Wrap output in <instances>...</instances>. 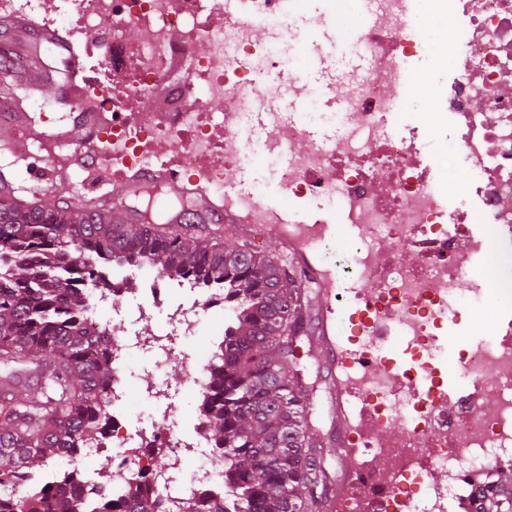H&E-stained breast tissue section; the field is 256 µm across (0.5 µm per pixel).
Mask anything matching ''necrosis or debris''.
<instances>
[{"label":"necrosis or debris","instance_id":"1","mask_svg":"<svg viewBox=\"0 0 512 512\" xmlns=\"http://www.w3.org/2000/svg\"><path fill=\"white\" fill-rule=\"evenodd\" d=\"M234 3V12L225 13L223 23L213 25L204 19L207 6L202 0H109L112 54L101 79L90 89L100 111H134L137 93L155 85L174 53L164 40L167 30L182 29L203 42L189 65L198 85L189 91L176 79L167 86L176 108L165 127H158L145 114L136 132L113 128L117 161H141L153 145L164 141L184 142L199 154L210 151L216 130L201 118L205 102H222L237 125L246 122L250 111L265 107L266 97L253 74L286 65L288 53L274 42H257L242 19L256 11L279 14L281 0ZM407 6V0H376L361 43L371 65L370 77L356 81L352 91L340 96L338 111L316 115L325 123L351 119L335 154L296 140L293 149L299 162L288 173V190L295 197L319 192L354 223L378 227L386 240L404 224L459 227L469 221L467 212L444 210L434 203L411 141L377 135L380 116L394 105L389 73L397 67L411 70L432 59L421 32L401 24ZM425 8L428 14L454 23L457 30L448 44V54L457 65L440 86L439 99L458 128L456 149L469 172L464 189L473 193L482 223L512 225V0H425ZM377 170L383 175L379 183L373 178ZM159 264L156 256L137 267L116 259L109 269L110 287L84 280L94 307L84 326L89 335L105 339L112 365L107 423L96 441L58 458L51 471L84 478V460L110 451L112 475L97 479L98 490L105 493L124 486L134 476L148 496H160L161 512H185L194 498L229 497L224 450L212 441L207 420L199 411L163 431L129 430L124 411L125 363L134 350H153L157 366L181 365L191 375L196 396H203L224 352L223 323L230 320L232 310L222 288L163 276ZM139 269L150 277L143 288L134 290L129 281ZM214 311L221 313L223 322L213 328L208 350L190 353L185 340L197 336L204 314ZM157 315L165 320V333L151 327ZM160 453L168 463L157 469L152 461Z\"/></svg>","mask_w":512,"mask_h":512}]
</instances>
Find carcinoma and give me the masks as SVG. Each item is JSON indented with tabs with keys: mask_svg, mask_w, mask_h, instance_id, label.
<instances>
[{
	"mask_svg": "<svg viewBox=\"0 0 512 512\" xmlns=\"http://www.w3.org/2000/svg\"><path fill=\"white\" fill-rule=\"evenodd\" d=\"M27 59L59 86L68 66L46 60L28 42ZM26 62L0 68V103L21 108L29 83ZM162 258L169 277L224 286L234 310L224 332V357L204 395L213 439L224 448L227 480L235 493L194 505L196 512H321L329 473L326 442L314 417V385L299 368L306 305L293 274L277 258L250 245L227 247L177 230L155 236L147 224H123L112 213L79 220L50 206L18 208L0 189V512H85V498L59 493L54 482L29 493L6 490L21 473L70 452L105 423L112 366L95 347L83 318L90 310L82 270L105 273L112 259ZM42 381L47 394L21 402L19 388ZM490 499L477 512L512 509V480L493 476ZM147 512L138 485L96 502V512Z\"/></svg>",
	"mask_w": 512,
	"mask_h": 512,
	"instance_id": "obj_1",
	"label": "carcinoma"
}]
</instances>
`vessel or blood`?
I'll return each instance as SVG.
<instances>
[{
    "label": "vessel or blood",
    "instance_id": "obj_1",
    "mask_svg": "<svg viewBox=\"0 0 512 512\" xmlns=\"http://www.w3.org/2000/svg\"><path fill=\"white\" fill-rule=\"evenodd\" d=\"M372 6L373 0H347L333 26L308 17L296 38L314 44L335 35L349 66L363 68L365 59L354 47ZM53 11L51 0H42L36 14L0 0V16L15 30L66 51L70 71L82 76L65 89L81 108L69 124L47 132L22 112L0 121V149L16 162L25 186L13 202L44 206L66 186L71 217L109 209L121 221L148 224L149 213L126 200L162 189L191 203L197 223L222 224L238 239L273 245L306 298L308 342L332 419L335 468L323 512H407L399 491L419 484L429 493L430 512H464L448 495L446 461L512 441V236L504 237L497 224H470L450 256L426 225L408 224L396 237L397 248L388 249L375 240L372 225L350 223L322 195L288 198L287 180H280L275 194L255 196L244 169L234 179L223 176L220 149L194 167L168 149L140 166L116 167L103 139L116 124L135 129L137 115L87 111L91 78L72 41L55 28ZM403 22L429 36L435 32L422 0H410ZM289 73L316 86L330 68L322 56L300 52L291 57ZM433 80L423 68L391 74L396 109L381 121L387 134H395L398 116L409 111L416 86ZM306 116L300 98L287 111L256 115L266 150L282 169L298 160L294 131L302 132L306 144L336 149L335 131ZM346 241L364 246L348 270L326 259L331 247ZM397 273L408 284L400 294L391 286ZM477 357L483 369L474 374L470 363ZM399 403L410 410L398 421L391 410ZM448 413L456 430L437 422Z\"/></svg>",
    "mask_w": 512,
    "mask_h": 512
}]
</instances>
